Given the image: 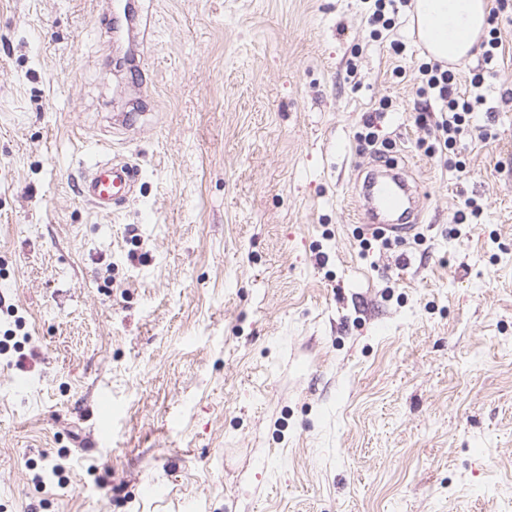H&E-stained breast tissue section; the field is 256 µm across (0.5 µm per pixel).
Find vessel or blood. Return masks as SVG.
I'll use <instances>...</instances> for the list:
<instances>
[{
    "label": "vessel or blood",
    "instance_id": "obj_1",
    "mask_svg": "<svg viewBox=\"0 0 512 512\" xmlns=\"http://www.w3.org/2000/svg\"><path fill=\"white\" fill-rule=\"evenodd\" d=\"M139 172L127 161L106 159L91 165L80 179L79 194L94 209L111 212L113 205L125 201L136 188ZM363 198L373 220L375 235H401L413 231L418 212L410 206V186L401 172L385 178H369Z\"/></svg>",
    "mask_w": 512,
    "mask_h": 512
}]
</instances>
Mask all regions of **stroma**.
Masks as SVG:
<instances>
[{"label": "stroma", "mask_w": 512, "mask_h": 512, "mask_svg": "<svg viewBox=\"0 0 512 512\" xmlns=\"http://www.w3.org/2000/svg\"><path fill=\"white\" fill-rule=\"evenodd\" d=\"M112 2L0 0V512H512V5L451 165L409 8ZM389 162L421 225L365 250ZM373 2L374 11L371 15L372 23H381V27L387 29L395 24L394 16L399 13L397 3H399L401 7H406L410 0H374ZM138 176V169L128 161H97L81 177L79 194L98 212L111 213L114 204L134 193Z\"/></svg>", "instance_id": "obj_1"}]
</instances>
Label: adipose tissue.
Instances as JSON below:
<instances>
[{
    "mask_svg": "<svg viewBox=\"0 0 512 512\" xmlns=\"http://www.w3.org/2000/svg\"><path fill=\"white\" fill-rule=\"evenodd\" d=\"M488 0H414L413 21L430 56L462 63L487 26Z\"/></svg>",
    "mask_w": 512,
    "mask_h": 512,
    "instance_id": "obj_1",
    "label": "adipose tissue"
}]
</instances>
